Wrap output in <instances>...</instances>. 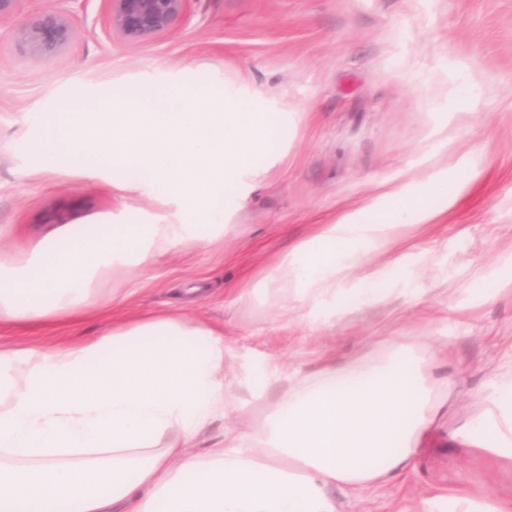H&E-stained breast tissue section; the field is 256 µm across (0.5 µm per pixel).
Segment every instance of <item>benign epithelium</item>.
<instances>
[{
	"mask_svg": "<svg viewBox=\"0 0 512 512\" xmlns=\"http://www.w3.org/2000/svg\"><path fill=\"white\" fill-rule=\"evenodd\" d=\"M24 0H0V24H10L14 38L34 58L65 50L77 17L67 12L22 16ZM104 30L110 37L141 42L174 32L192 0H103Z\"/></svg>",
	"mask_w": 512,
	"mask_h": 512,
	"instance_id": "1",
	"label": "benign epithelium"
}]
</instances>
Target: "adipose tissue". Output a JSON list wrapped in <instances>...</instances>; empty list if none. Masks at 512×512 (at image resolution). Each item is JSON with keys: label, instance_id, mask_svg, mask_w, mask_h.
<instances>
[{"label": "adipose tissue", "instance_id": "obj_1", "mask_svg": "<svg viewBox=\"0 0 512 512\" xmlns=\"http://www.w3.org/2000/svg\"><path fill=\"white\" fill-rule=\"evenodd\" d=\"M294 120L242 111L229 94L218 103L150 87L135 105L79 113L68 139L40 142L45 168L66 144L91 149L134 184L164 185L178 211L201 221L60 225L49 248L0 263V322L71 314L98 275L149 268L186 240L223 238L226 194L249 195L256 159ZM427 215L362 207L284 254L262 287L283 309L301 303L312 325L382 301L400 259L366 268L355 284L347 271ZM263 373L283 377L274 365ZM286 380L263 430L200 453L199 433L224 417L239 386L225 371L222 330L153 315L65 348L0 346V512H336V489L358 491L413 460L450 387L424 380L402 349L377 361L327 359ZM486 402L466 430L511 460L512 376L491 381Z\"/></svg>", "mask_w": 512, "mask_h": 512}]
</instances>
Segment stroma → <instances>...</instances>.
Returning <instances> with one entry per match:
<instances>
[{"label": "stroma", "mask_w": 512, "mask_h": 512, "mask_svg": "<svg viewBox=\"0 0 512 512\" xmlns=\"http://www.w3.org/2000/svg\"><path fill=\"white\" fill-rule=\"evenodd\" d=\"M100 0H24L36 15L66 8L78 22L70 46L34 58L0 27V261L14 262L57 224L169 220L163 185L125 183L89 150L42 165L48 118L72 101L132 102L139 87L237 93L244 108L295 112L276 161L238 201L223 240L187 242L147 270L97 277L76 316L0 325V344L63 347L111 322L181 311L222 328L225 369L242 386L199 448L225 433L259 431L281 391L264 364L313 371L322 358L379 360L403 347L422 376L454 383L409 468L353 496L338 512H426L469 496L512 506V460L478 448L461 428L480 415L491 379L512 373V285L494 299L449 313L512 256V0H193L176 31L139 43L108 38ZM447 177L441 197L420 192ZM407 189L429 218L404 226L371 266L402 258L415 289L391 291L320 329L300 311L282 314L254 287L280 257L362 205H397Z\"/></svg>", "instance_id": "stroma-1"}]
</instances>
